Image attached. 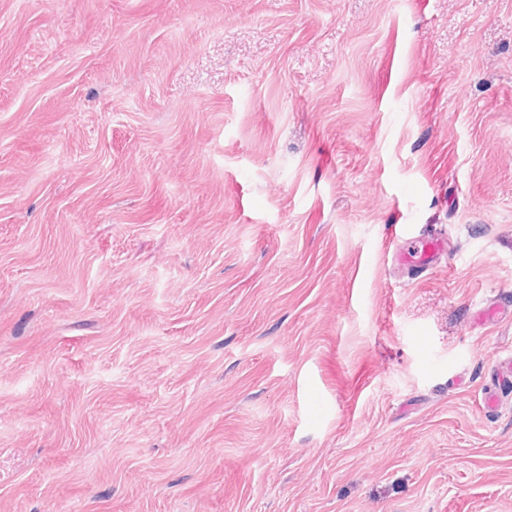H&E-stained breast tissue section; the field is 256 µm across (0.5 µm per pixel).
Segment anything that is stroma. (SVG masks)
<instances>
[{"label": "stroma", "mask_w": 512, "mask_h": 512, "mask_svg": "<svg viewBox=\"0 0 512 512\" xmlns=\"http://www.w3.org/2000/svg\"><path fill=\"white\" fill-rule=\"evenodd\" d=\"M509 355L512 0H0V512H512ZM446 247L447 241L443 236L416 237L405 246L396 248L395 260L402 268L426 269Z\"/></svg>", "instance_id": "1"}]
</instances>
